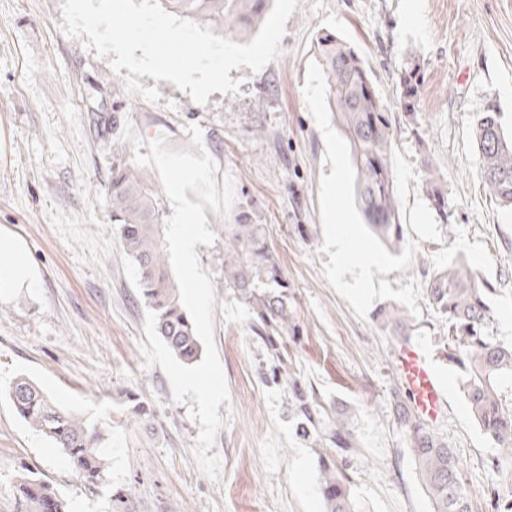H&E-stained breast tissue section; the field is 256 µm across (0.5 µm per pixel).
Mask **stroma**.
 I'll list each match as a JSON object with an SVG mask.
<instances>
[{
  "label": "stroma",
  "instance_id": "1",
  "mask_svg": "<svg viewBox=\"0 0 512 512\" xmlns=\"http://www.w3.org/2000/svg\"><path fill=\"white\" fill-rule=\"evenodd\" d=\"M63 0H0V249L18 253L31 280L0 285V388L35 381L58 406L101 427L107 468L91 488L61 450L0 396V512H21L16 476L29 468L52 481L70 512H325L313 440L296 434L287 379L274 378L246 308L224 292V218L207 212L216 236L197 254L215 287L214 339L227 381L229 416L217 435L219 482L193 452L200 425L174 403L166 375L141 350L147 305L139 271L112 222L115 161L166 137L188 148L189 126L220 171L235 180L232 217L267 227L290 288L298 338L290 370L312 387L323 420L345 414L353 448L330 459L348 478L355 512H435L395 404L405 390L401 345L375 312L357 319L324 278L319 183L330 173L324 138L305 104L317 40L332 33L366 62L394 131L391 166L411 267L385 279L427 285L462 263L490 289L489 332L512 343V209L486 194L474 118L495 106L512 137V0H298L282 54L260 72L231 70L237 94L206 105L168 81L158 102L130 94L107 57L63 32ZM420 67L416 118L401 103V74ZM132 123L143 145L122 138ZM438 172L448 195L440 218L426 185ZM408 320L411 343L440 359L448 403L433 430L454 449L472 512H492L491 491L512 494L495 443L474 420L462 373L447 360L448 326L428 297Z\"/></svg>",
  "mask_w": 512,
  "mask_h": 512
}]
</instances>
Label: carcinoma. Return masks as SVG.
<instances>
[{
    "instance_id": "obj_1",
    "label": "carcinoma",
    "mask_w": 512,
    "mask_h": 512,
    "mask_svg": "<svg viewBox=\"0 0 512 512\" xmlns=\"http://www.w3.org/2000/svg\"><path fill=\"white\" fill-rule=\"evenodd\" d=\"M161 6L189 18H201L233 31L262 20L267 0H159ZM335 98L336 115L349 144L356 171L355 200L373 233L393 251L405 243L404 227L390 164L393 130L367 68L340 37L319 39ZM421 79L412 68L401 78L405 108L414 107ZM500 114L491 106L477 113L474 130L480 153L483 187L492 200L512 207V139L504 135ZM427 189L434 208L448 220V196L431 174ZM112 222L126 254L139 270V288L150 309L157 313V331L176 358L186 364L198 359L199 342L191 318L183 310L178 287L170 278L160 241L161 220L145 175L124 165L112 168ZM224 290L252 315V326L265 339L277 368L285 361L284 339L295 334L288 306V281L267 241L264 224L243 216L224 225ZM433 307L448 322L450 358L463 375V389L470 411L485 435L512 462V399L503 395L500 381L512 377V344L488 336L487 304L490 289L479 286L454 265L428 280ZM378 319L407 339V315L395 306L383 307ZM295 408L301 422L298 433L310 437L317 427L319 405L295 374H288ZM17 415L30 428L53 441L85 482L96 486L105 470L98 452L101 433L80 414L52 403L31 379L19 376L5 391ZM405 428L408 450L421 482L435 503V512H471L468 494L459 477V462L450 446L437 437L405 401L396 404ZM330 445L353 447L346 418L339 414L328 432ZM320 457V491L326 512H354L346 478ZM19 505L24 512H68V503L51 481L29 473L17 476Z\"/></svg>"
}]
</instances>
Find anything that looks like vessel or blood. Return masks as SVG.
Listing matches in <instances>:
<instances>
[{
  "mask_svg": "<svg viewBox=\"0 0 512 512\" xmlns=\"http://www.w3.org/2000/svg\"><path fill=\"white\" fill-rule=\"evenodd\" d=\"M396 361L415 411L424 420H437L446 407L447 390L433 360L423 348L404 345L397 351Z\"/></svg>",
  "mask_w": 512,
  "mask_h": 512,
  "instance_id": "1",
  "label": "vessel or blood"
}]
</instances>
